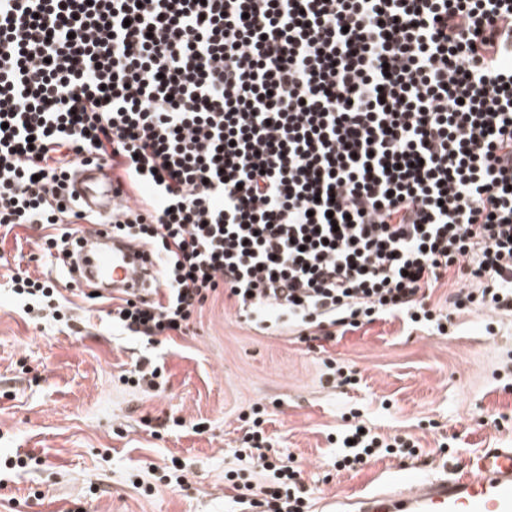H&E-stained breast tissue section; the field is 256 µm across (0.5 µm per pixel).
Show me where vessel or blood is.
Here are the masks:
<instances>
[{
  "label": "vessel or blood",
  "instance_id": "1",
  "mask_svg": "<svg viewBox=\"0 0 512 512\" xmlns=\"http://www.w3.org/2000/svg\"><path fill=\"white\" fill-rule=\"evenodd\" d=\"M76 197L92 210L107 213L118 196L111 181L95 168H79ZM81 244H99L81 281L110 283L131 292L151 287L157 264L142 246L112 237L108 228L86 226ZM331 512H512V448H479L461 469L392 478L382 490L329 500Z\"/></svg>",
  "mask_w": 512,
  "mask_h": 512
}]
</instances>
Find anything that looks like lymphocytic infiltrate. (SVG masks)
I'll list each match as a JSON object with an SVG mask.
<instances>
[{
	"label": "lymphocytic infiltrate",
	"mask_w": 512,
	"mask_h": 512,
	"mask_svg": "<svg viewBox=\"0 0 512 512\" xmlns=\"http://www.w3.org/2000/svg\"><path fill=\"white\" fill-rule=\"evenodd\" d=\"M122 201L90 211L75 168ZM111 225L158 261L111 309L171 339L211 296L255 330L335 343L378 321L445 333L512 313V0H0V230L43 256ZM452 312L427 299L446 273ZM12 293L59 319L50 278ZM244 418L243 512H309L301 470ZM337 468L413 458L348 423Z\"/></svg>",
	"instance_id": "f902f5d3"
}]
</instances>
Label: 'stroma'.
Returning a JSON list of instances; mask_svg holds the SVG:
<instances>
[{
  "label": "stroma",
  "instance_id": "stroma-1",
  "mask_svg": "<svg viewBox=\"0 0 512 512\" xmlns=\"http://www.w3.org/2000/svg\"><path fill=\"white\" fill-rule=\"evenodd\" d=\"M29 235L22 228L0 244V512H239L224 471L237 464V417L257 402L270 414L273 448L302 470L311 512L405 464L385 457L337 469L327 436L349 411L374 432L411 435L424 470L512 444V315L466 313L447 336L377 322L319 352L289 334L258 333L217 296L184 333L149 344L113 329L108 305L78 297L69 324L28 318L8 284L13 265L59 275L35 260ZM144 356L163 364V392L123 383ZM326 357L356 370L358 386L327 382ZM160 424L165 432L153 435ZM449 438L454 449L440 451ZM18 455L27 467L5 468ZM174 458L185 482L143 495L141 484Z\"/></svg>",
  "mask_w": 512,
  "mask_h": 512
}]
</instances>
